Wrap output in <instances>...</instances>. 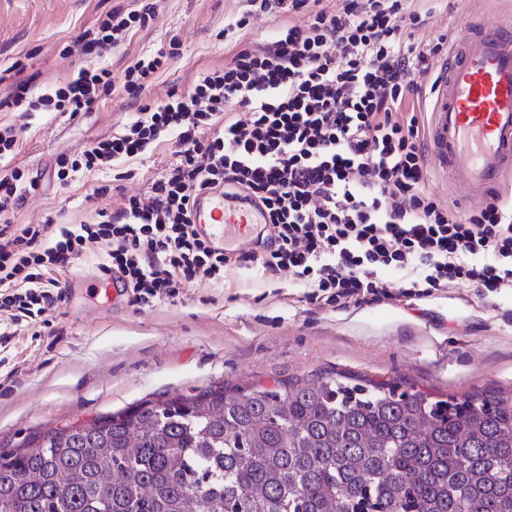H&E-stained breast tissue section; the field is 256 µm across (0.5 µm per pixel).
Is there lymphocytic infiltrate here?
Returning a JSON list of instances; mask_svg holds the SVG:
<instances>
[{
  "mask_svg": "<svg viewBox=\"0 0 512 512\" xmlns=\"http://www.w3.org/2000/svg\"><path fill=\"white\" fill-rule=\"evenodd\" d=\"M337 2L330 11L321 0H246L232 30L271 14L282 19L278 32L231 44L223 68L199 72L161 102L143 93L177 57V39L117 80L99 63L152 23L153 0L112 10L75 38L96 66L37 94L30 80L17 81L14 98L30 112H89L117 85L137 104L112 137L80 157H56L59 187L166 141L175 159L147 191L89 222L14 224L40 179L10 166L20 135L0 126V318L41 324L62 299L59 275L95 253L102 275L120 278L144 307L175 302L230 266L259 268L337 307L461 285L481 297L512 292V203L494 195L462 212L427 189L420 106L447 41H413L428 18L416 0ZM215 190L265 211L270 247L235 256L198 237L191 202Z\"/></svg>",
  "mask_w": 512,
  "mask_h": 512,
  "instance_id": "f902f5d3",
  "label": "lymphocytic infiltrate"
}]
</instances>
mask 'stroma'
I'll return each mask as SVG.
<instances>
[{
	"mask_svg": "<svg viewBox=\"0 0 512 512\" xmlns=\"http://www.w3.org/2000/svg\"><path fill=\"white\" fill-rule=\"evenodd\" d=\"M133 0H0V72L21 58L37 88L64 82L79 55L63 47L98 17ZM155 23L104 58L114 74L171 37L181 54L159 70L146 91L161 99L187 88L197 73L224 64V30L243 0H156ZM512 13V0H442L415 40L462 36L471 18ZM0 82V125L21 129L16 163L41 177L38 194L12 217L27 224L52 216L75 225L114 206L118 194L145 191L173 159L171 143L113 170L91 172L60 189L51 172L57 155H77L110 137L134 105L115 92L93 111L29 118L8 105ZM114 187L88 200L93 185ZM91 256L61 276L63 299L49 322L16 326L0 345V448L51 427L80 424L146 399L190 395L212 386H274L336 371L432 396L512 388V294L480 298L452 288L409 301L359 307L316 306L305 289L254 269H226L220 283L187 288L180 301L138 307L128 297L94 296L102 274Z\"/></svg>",
	"mask_w": 512,
	"mask_h": 512,
	"instance_id": "obj_1",
	"label": "stroma"
}]
</instances>
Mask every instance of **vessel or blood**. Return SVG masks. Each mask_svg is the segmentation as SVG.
Segmentation results:
<instances>
[{"label": "vessel or blood", "instance_id": "1", "mask_svg": "<svg viewBox=\"0 0 512 512\" xmlns=\"http://www.w3.org/2000/svg\"><path fill=\"white\" fill-rule=\"evenodd\" d=\"M428 155L451 186L474 198L512 189V17L480 18L468 37L453 42L430 95ZM196 228L223 250L227 227L246 230L262 216L228 213L223 191L199 194Z\"/></svg>", "mask_w": 512, "mask_h": 512}]
</instances>
